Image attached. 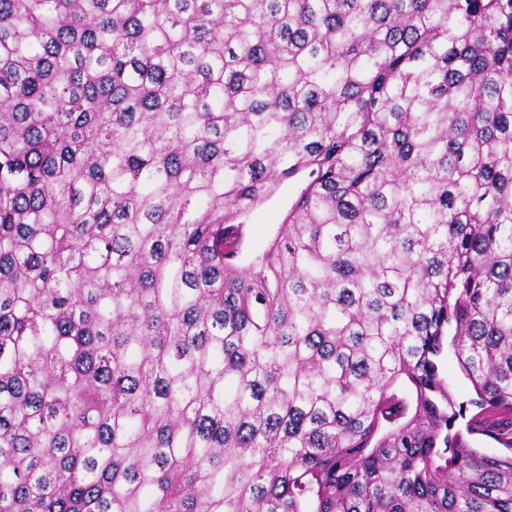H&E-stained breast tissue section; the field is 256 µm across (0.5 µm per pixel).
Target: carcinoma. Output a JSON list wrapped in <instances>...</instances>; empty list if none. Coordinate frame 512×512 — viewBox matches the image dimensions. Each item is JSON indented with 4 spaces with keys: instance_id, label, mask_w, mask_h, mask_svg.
<instances>
[{
    "instance_id": "obj_1",
    "label": "carcinoma",
    "mask_w": 512,
    "mask_h": 512,
    "mask_svg": "<svg viewBox=\"0 0 512 512\" xmlns=\"http://www.w3.org/2000/svg\"><path fill=\"white\" fill-rule=\"evenodd\" d=\"M0 512H512V0H0ZM300 181L296 179L282 184L272 197L246 219L244 252L247 255L266 248L296 195ZM446 372L450 388L458 401H467L473 397V390L470 382L461 373L456 359L448 356Z\"/></svg>"
}]
</instances>
